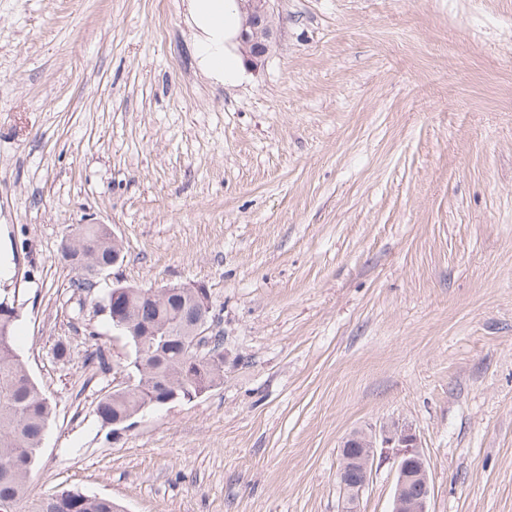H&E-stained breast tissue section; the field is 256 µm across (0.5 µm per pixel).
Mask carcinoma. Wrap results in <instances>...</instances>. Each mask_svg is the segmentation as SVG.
<instances>
[{"mask_svg": "<svg viewBox=\"0 0 512 512\" xmlns=\"http://www.w3.org/2000/svg\"><path fill=\"white\" fill-rule=\"evenodd\" d=\"M82 244L63 236L61 256L77 272L71 287L90 292L103 269L112 268V236L106 224L83 225ZM21 316L16 297L0 296V512H19L27 499L32 471L55 405L30 375L16 349L15 325ZM140 359L137 382L104 394L94 413L104 428L141 407L169 399L190 401L224 382L214 359H224V336L208 337L206 360L191 348L192 336H132ZM29 512H120L108 497L78 490L49 491L31 502Z\"/></svg>", "mask_w": 512, "mask_h": 512, "instance_id": "cac0c4a2", "label": "carcinoma"}]
</instances>
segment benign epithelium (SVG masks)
<instances>
[{
    "mask_svg": "<svg viewBox=\"0 0 512 512\" xmlns=\"http://www.w3.org/2000/svg\"><path fill=\"white\" fill-rule=\"evenodd\" d=\"M235 2L242 16L239 49L245 61L256 66L268 55L279 22L274 0ZM132 294L159 304L175 298L187 299L191 309L189 315L174 322L145 321L125 308L124 301ZM211 311L210 297L200 287L173 285L145 290L119 279L112 281V330L118 336H175L189 332L202 337ZM135 360L133 354L112 366L113 388L134 383ZM380 449L396 465L391 512H429L433 485L427 460L413 429L395 423L377 431H357L342 442L337 477L344 496V512H357Z\"/></svg>",
    "mask_w": 512,
    "mask_h": 512,
    "instance_id": "obj_1",
    "label": "benign epithelium"
}]
</instances>
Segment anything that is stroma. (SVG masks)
Wrapping results in <instances>:
<instances>
[{
	"mask_svg": "<svg viewBox=\"0 0 512 512\" xmlns=\"http://www.w3.org/2000/svg\"><path fill=\"white\" fill-rule=\"evenodd\" d=\"M275 11L276 46L223 86L186 0H0V292L56 404L28 497L342 512V441L398 422L429 512H512V0ZM92 223L124 259L82 307L60 244ZM116 278L204 288L227 373L115 440L85 359L130 353L92 308ZM395 478L375 464L360 512H390Z\"/></svg>",
	"mask_w": 512,
	"mask_h": 512,
	"instance_id": "35a3bbf8",
	"label": "stroma"
}]
</instances>
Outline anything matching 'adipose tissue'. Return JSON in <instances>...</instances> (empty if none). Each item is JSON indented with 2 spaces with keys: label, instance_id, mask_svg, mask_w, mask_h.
<instances>
[{
  "label": "adipose tissue",
  "instance_id": "adipose-tissue-1",
  "mask_svg": "<svg viewBox=\"0 0 512 512\" xmlns=\"http://www.w3.org/2000/svg\"><path fill=\"white\" fill-rule=\"evenodd\" d=\"M187 11L199 70L215 83L237 84L245 63L235 50L240 17L234 0H187Z\"/></svg>",
  "mask_w": 512,
  "mask_h": 512
}]
</instances>
